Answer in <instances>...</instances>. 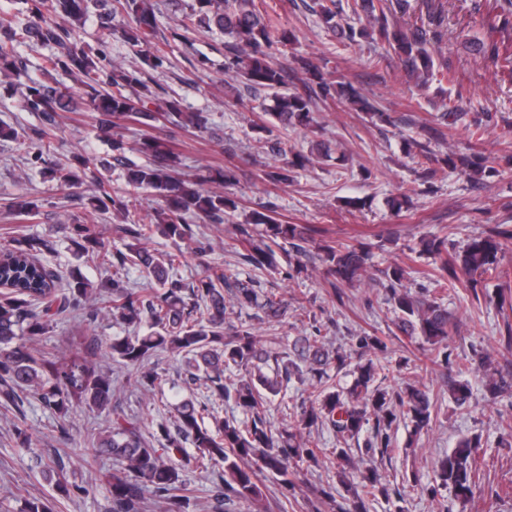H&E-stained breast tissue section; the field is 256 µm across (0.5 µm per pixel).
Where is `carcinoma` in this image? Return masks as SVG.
<instances>
[{"label": "carcinoma", "mask_w": 512, "mask_h": 512, "mask_svg": "<svg viewBox=\"0 0 512 512\" xmlns=\"http://www.w3.org/2000/svg\"><path fill=\"white\" fill-rule=\"evenodd\" d=\"M472 10L482 14L486 35L467 37L462 41L464 51L496 67L508 69L512 76V0H470ZM425 17L408 29L397 25L393 18L412 10L409 0H309L305 7L316 15L327 32L349 44L368 38L386 43L398 55L404 70L426 84L430 81L454 83L448 68L435 66L432 46L442 37L445 22L443 0H423ZM122 8L129 16L124 31L126 38L136 44L150 46L157 26V0H124ZM94 9L105 25L112 28V7L109 0H32V21L16 28L0 19V77L11 79L23 71V63L13 54L14 45L25 42L52 44L58 55L48 59L46 80L27 87L23 104L42 117L43 127L35 131L41 160L53 150L49 131L60 112L86 109L98 114V128L107 134L116 122L125 119L156 120L149 108L150 99L134 90L142 85L135 70L120 65L105 69L102 59L72 41L67 23L79 19ZM55 14L56 21L46 20L44 11ZM363 17L368 27L356 29L340 23L344 13ZM193 17L200 25L215 27L231 39L224 68L240 76L255 92L268 95L269 111L285 130H313L316 124L313 107L319 101L344 100L366 113L373 122H388L390 116L378 111L351 83L336 77L325 68L303 62L305 78L302 86L288 91V70L273 62L279 48L295 40L293 31L277 28L266 20L255 0H198ZM64 69L73 74L79 89L63 93L52 85L53 72ZM163 117L175 127L197 132L208 130V117L202 112H182L174 101L164 103ZM465 114L464 93L456 88L448 105L436 113L429 134L445 141L450 129ZM133 149L148 158L145 165L127 168L126 179L135 189H149L159 200L143 218L122 226V232L134 239L126 251L113 253L103 239L86 224L68 226L69 239L77 255H89L109 268L113 265L137 268L152 281L154 288H129L112 279L110 286L95 293L91 282L78 269L70 271L65 284L59 275L45 264L40 255L48 250L41 238L7 241L0 245V401L9 404L29 392L41 407L60 419L71 414L74 404L82 403L91 409L118 414L114 402L112 376L102 370L97 357L121 363L128 377L142 392L151 395L161 385L162 377L145 362L158 351L182 357L185 362V381L202 383L209 398L232 402L246 416L243 422L213 418L214 426L205 425V408L194 399H181L172 425H157L156 444L142 439L139 430L119 419L112 420V430L104 433L88 428L80 442L84 463L92 467L105 459H117L124 468L112 473L109 481L112 512H142L144 495L149 493L167 505V512H188L191 502L187 496L175 494L181 487L183 463L191 461L184 444L197 448L200 458L224 467L223 485L213 495L214 512H232L235 504L256 505L262 497V487L255 480L253 466L273 474L285 488L295 485L298 472L294 466L326 455L311 434L273 428L263 413L264 404L287 388L292 380L316 382L317 395L310 403H301L299 422L306 428L327 426L337 441L359 438L364 425L374 421L373 437L365 440L362 455L371 461L383 454L390 445L388 430L403 418L419 434L430 428L435 409L431 392L416 384L406 383L399 392L376 385L379 367L372 360L352 363L351 356L328 348L318 337L298 336L283 350L263 343L254 327L234 324L230 309L255 308L258 319L272 320L286 313L287 305L275 295H264L262 289L244 284L215 266L194 284L178 278L175 269L181 253L158 254L140 244L155 234L174 245L193 238L190 220L202 224H222L226 213L235 210L237 203L223 192L204 188L208 182L230 185L236 181L231 166L209 169L194 176L177 173L181 165L178 156L162 138L143 133ZM310 158L301 153L283 166L264 171L266 181L286 184L293 180L294 170L303 168ZM461 166L469 171L476 183L493 176L494 169L482 156H464ZM50 172L64 184L86 181L93 190L95 209L114 210L130 215L125 197L112 191L91 159L83 160V176L70 170L52 168ZM314 229L306 224H284L276 211L265 207L253 211L246 222L234 225V241L239 246V259L261 272L292 277L291 270L304 266L308 256L305 244L313 241ZM509 234L501 230L495 235L472 238L460 250H448V237L426 235L419 248L412 250L408 260L422 257L432 260L438 274L420 285L419 295H411L403 281L409 272L401 265L384 271L382 287L387 301L398 320L401 332L421 340L427 346L424 359L414 369L426 367L435 371L450 364L443 350L458 332V324L448 317V310L439 302L438 291L455 285L460 278L474 288L478 284L501 279L506 275L500 266L497 237ZM292 249H286V245ZM372 251L363 244L324 241L317 245L316 259L325 269V285L332 295L343 299L342 288L367 277L372 267ZM76 312L88 324H96L108 315L132 328L125 336L87 339L83 356L57 363L41 355L36 343L50 332L55 318ZM148 331H141L142 324ZM377 337L367 333L354 336L351 348L361 355L379 345ZM276 365L268 375L263 366ZM352 377L349 388H337L328 383L327 369ZM478 368L486 373V389L495 399L512 392V372L493 366L485 355L479 358ZM448 396L458 406L470 398L468 383L447 378ZM480 439L465 438L454 450L438 461L434 471L436 488L449 490L455 498L466 500L477 492L472 460ZM337 476L350 495L349 512H365L364 495L380 484L377 469L369 466L360 473V481L350 479L358 469L347 448H334ZM59 454L53 460L57 488L67 498L86 493V487L65 481V459ZM17 512H54L51 503L40 498L24 500Z\"/></svg>", "instance_id": "obj_1"}]
</instances>
